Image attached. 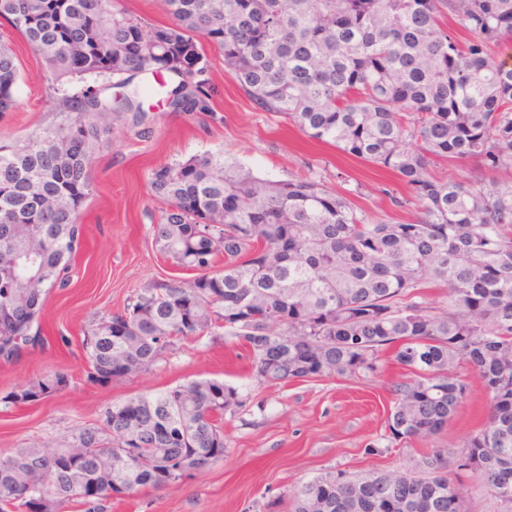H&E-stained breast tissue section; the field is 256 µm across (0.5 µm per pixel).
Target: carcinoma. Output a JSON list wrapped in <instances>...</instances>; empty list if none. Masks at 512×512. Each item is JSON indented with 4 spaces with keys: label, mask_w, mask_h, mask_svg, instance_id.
<instances>
[{
    "label": "carcinoma",
    "mask_w": 512,
    "mask_h": 512,
    "mask_svg": "<svg viewBox=\"0 0 512 512\" xmlns=\"http://www.w3.org/2000/svg\"><path fill=\"white\" fill-rule=\"evenodd\" d=\"M153 25L122 0H0L42 59L55 121L0 141V357L43 341L32 332L62 288L94 190L96 153L116 126L138 137L153 121L135 97L112 95L158 72L170 112L214 117L201 41L224 59L255 109L307 137L394 173L414 221H373L328 189L312 166L288 180L254 175L222 152L151 169L164 204L155 245L183 284L154 280L123 310L92 320L87 381L152 370L182 346L219 336L246 346L263 383L373 372L383 352L393 386L387 438L429 441L469 391V364L489 415L450 453L418 470L345 472L294 487L288 512H466L469 471L512 512V67L494 48L512 38V0H164ZM19 68L0 43V113ZM473 162L474 179L444 181L437 160ZM448 305L429 307L422 286ZM65 373L0 397L18 407L69 386ZM235 386L199 379L102 409L61 445L0 454V512H108L112 499L159 489L224 460Z\"/></svg>",
    "instance_id": "cac0c4a2"
}]
</instances>
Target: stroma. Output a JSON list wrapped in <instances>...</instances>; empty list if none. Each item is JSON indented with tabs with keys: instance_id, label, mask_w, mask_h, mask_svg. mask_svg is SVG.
<instances>
[{
	"instance_id": "stroma-1",
	"label": "stroma",
	"mask_w": 512,
	"mask_h": 512,
	"mask_svg": "<svg viewBox=\"0 0 512 512\" xmlns=\"http://www.w3.org/2000/svg\"><path fill=\"white\" fill-rule=\"evenodd\" d=\"M0 41L13 49L20 79L15 105L0 113V140L22 139L52 119L41 59L23 36L0 19ZM214 118L171 112L157 100L145 137L112 132L93 165L95 188L83 209V237L70 284L52 290L36 326L42 343L9 361L0 359V394L40 377L67 373V389L33 405L0 407V454L33 443L61 442L91 426L98 412L128 398L153 394L196 379L215 378L246 395L235 416L224 419V459L207 473L137 496L114 500L110 512H285L283 498L300 481L339 470L358 473L412 469L438 448L459 452L487 415L486 395L475 372H456L469 392L448 428L432 441L384 439L392 387L404 375L389 356L358 377H332L271 385L251 374L243 346L202 337L153 370L106 385L87 382L83 331L90 320L122 310L130 297L157 279L187 280L190 272L168 262L150 232L161 204L147 184L150 169L206 151H221L255 175L288 180L315 167L325 185L352 197L372 220L407 223L414 208L392 206L385 189L404 193L392 174L308 139L282 119L256 111L222 58L207 50Z\"/></svg>"
}]
</instances>
